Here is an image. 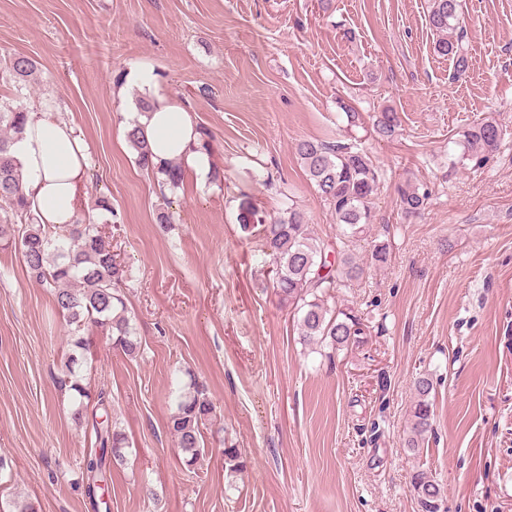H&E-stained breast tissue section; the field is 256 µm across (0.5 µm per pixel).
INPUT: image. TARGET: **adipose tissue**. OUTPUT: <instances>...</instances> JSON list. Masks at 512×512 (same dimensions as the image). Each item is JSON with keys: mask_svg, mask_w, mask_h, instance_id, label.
<instances>
[{"mask_svg": "<svg viewBox=\"0 0 512 512\" xmlns=\"http://www.w3.org/2000/svg\"><path fill=\"white\" fill-rule=\"evenodd\" d=\"M134 121L155 157L180 159L199 180L209 174L207 156L193 150L197 134L184 108L162 98ZM13 154L22 167L23 191L40 222L73 223L78 192L88 178V146L72 125L56 118L53 102H44L31 113Z\"/></svg>", "mask_w": 512, "mask_h": 512, "instance_id": "ef3b65f1", "label": "adipose tissue"}]
</instances>
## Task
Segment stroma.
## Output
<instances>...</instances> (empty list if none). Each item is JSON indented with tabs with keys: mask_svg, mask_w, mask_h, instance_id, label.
Instances as JSON below:
<instances>
[{
	"mask_svg": "<svg viewBox=\"0 0 512 512\" xmlns=\"http://www.w3.org/2000/svg\"><path fill=\"white\" fill-rule=\"evenodd\" d=\"M469 67L434 51L431 0H0V58L36 61L38 83L0 94L47 100L90 150L80 211L102 223L139 355L88 327L82 384L125 431L105 507L81 480L97 449L56 383L70 326L21 253L0 247V512H421L416 472L442 484L449 512H512V0H462ZM148 75L140 83L138 75ZM162 96L211 135L219 177L176 190L138 165L124 131L137 97ZM361 113L346 129L341 103ZM392 138L373 133L383 108ZM498 150L465 159L458 131L486 116ZM357 140L380 175L374 220L351 251L387 264L338 289L359 345L300 341L269 286L238 197L268 214L301 209L318 242L342 229L308 180L298 141ZM428 188L407 220L396 188ZM107 193L112 213L95 210ZM171 217L159 223L160 213ZM216 407L207 455L188 469L167 423L186 374ZM433 379V431L405 439L414 381ZM244 467L226 469L223 446Z\"/></svg>",
	"mask_w": 512,
	"mask_h": 512,
	"instance_id": "obj_1",
	"label": "stroma"
}]
</instances>
